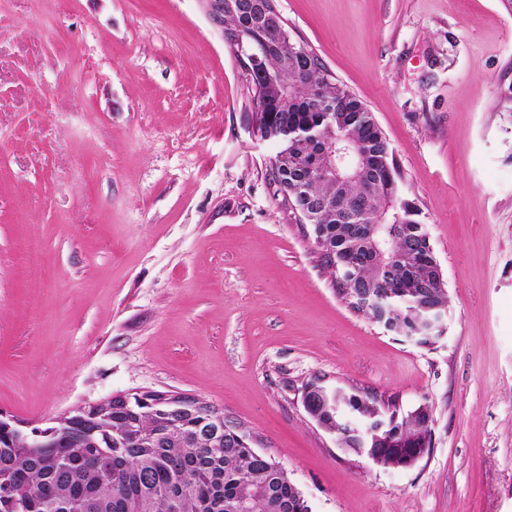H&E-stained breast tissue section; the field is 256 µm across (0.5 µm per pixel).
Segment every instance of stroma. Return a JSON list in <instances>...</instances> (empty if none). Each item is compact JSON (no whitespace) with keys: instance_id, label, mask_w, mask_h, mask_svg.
I'll list each match as a JSON object with an SVG mask.
<instances>
[{"instance_id":"35a3bbf8","label":"stroma","mask_w":512,"mask_h":512,"mask_svg":"<svg viewBox=\"0 0 512 512\" xmlns=\"http://www.w3.org/2000/svg\"><path fill=\"white\" fill-rule=\"evenodd\" d=\"M372 112L448 293L422 347L337 297L200 0H0V410L139 391L223 409L311 512H512V9L275 0ZM432 411L410 468L345 453L315 377Z\"/></svg>"}]
</instances>
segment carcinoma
<instances>
[{
  "instance_id": "cac0c4a2",
  "label": "carcinoma",
  "mask_w": 512,
  "mask_h": 512,
  "mask_svg": "<svg viewBox=\"0 0 512 512\" xmlns=\"http://www.w3.org/2000/svg\"><path fill=\"white\" fill-rule=\"evenodd\" d=\"M242 13L224 14V32L242 28L266 46L268 69L286 88L303 89L286 107L264 100V85L246 80L254 91L261 136L277 145L272 161L274 183L310 226L313 243L331 269L336 293L352 311L402 334L413 328L420 307L448 304L445 280L438 265L415 258L431 246L419 209L400 198V172L387 139L372 112L347 87L319 76L305 81L301 67H284L282 47L271 27L251 10L253 0H238ZM351 141L366 160L358 176L346 182L315 178L327 161L324 142ZM380 213L385 223L371 234L365 216ZM381 243L391 262L381 271L360 267L355 279L341 272L343 261ZM351 393L336 391V400L316 392L310 413L331 430H352L378 411L393 416V403L373 397L359 404L356 417L339 419L337 407ZM206 415L167 419L136 399L112 405V419L95 435L97 448L84 440L86 423L74 416L69 448H25L11 431H0V512H309L288 470L272 458L253 455L246 433L224 425V445L209 447L192 440L206 427ZM407 435L421 438L420 416L398 421Z\"/></svg>"
}]
</instances>
